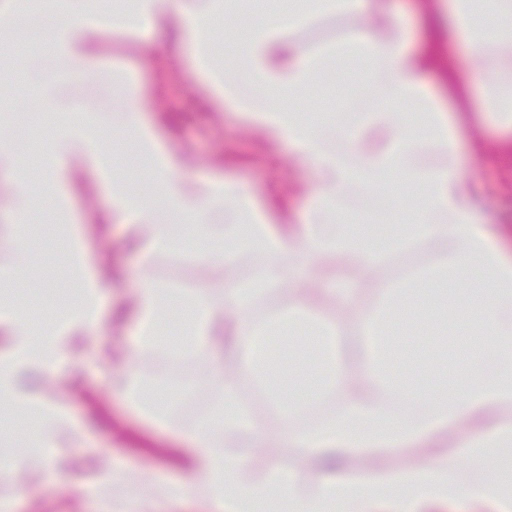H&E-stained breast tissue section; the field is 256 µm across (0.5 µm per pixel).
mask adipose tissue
I'll list each match as a JSON object with an SVG mask.
<instances>
[{
	"label": "adipose tissue",
	"instance_id": "obj_1",
	"mask_svg": "<svg viewBox=\"0 0 512 512\" xmlns=\"http://www.w3.org/2000/svg\"><path fill=\"white\" fill-rule=\"evenodd\" d=\"M19 0L0 5V27L13 33L30 19L45 16V53L33 60L28 84L47 121L49 142L40 149L45 187L68 224L56 243L71 262L80 286L78 300L54 325L36 328L28 311L0 299V327L9 336L0 350V399L8 401L27 424L23 453L0 456V471L26 465L22 484L33 493L50 477L64 437L89 443L90 435L67 407L46 401L25 384L26 376L64 362L79 338L106 326V287L91 249L81 234L75 208L73 174L88 171L112 197V211L124 217L145 244L143 263L158 254L194 252L214 268L234 261L251 248L264 258L251 279L227 289L234 312L237 367L276 409L280 425L258 431L251 412L238 398L224 372V396L214 411L188 430H178L193 453L186 479L157 487L146 481L132 486L125 512H148L157 492L170 500L186 497L196 486L210 492V512H373L387 502L392 512H416L423 503L444 502L458 495L474 501L497 498L512 489V456L494 449L512 446V254L492 243L481 227L471 195V181L456 164L423 170L414 157L438 146L456 156L462 135L472 124L474 108L492 115L506 135L503 152L512 154V0H434L422 20L423 44L410 48V37L389 0H265L254 21L238 33L224 64H216L208 38L224 23L228 0H131L130 7L108 6L107 0ZM349 15L354 26L345 37L316 51L293 35L316 18ZM164 30L172 44L187 47L191 67L207 101L232 104L272 138L292 147L295 166L308 168L312 208L297 216V229L275 230L268 207L252 190L219 175L193 176L191 160L165 141L139 108L140 87L130 78L116 81L126 109L106 117L86 112L71 99L69 78L85 75L102 36L121 31L137 37L138 51L148 47V33ZM465 43L480 59L476 74L462 73L448 49L449 40ZM355 59L379 107L373 112L300 113L294 106L326 62ZM129 138L130 149L149 168L155 182L139 191L116 178L112 159L101 148L105 128ZM345 139L349 153L336 151ZM0 173L6 176L10 228L0 235V283L23 281L34 247L28 234L37 193L15 137L0 132ZM357 187L375 203L376 212L391 213L395 200L411 196L415 213L401 232L381 237L351 230L342 218L343 194ZM433 244L435 263L417 267L402 278L379 283L376 309L362 320L364 387L352 389L335 319L307 295L280 306L264 322L247 315L256 301L287 279L280 258L288 249L326 262L356 256L358 265L340 288L327 289L330 302L354 303L356 285L394 253ZM182 299L191 310L189 343L179 351L162 347L158 314ZM135 344L143 353L198 357L224 342V313L203 289L182 296L165 285L146 281L132 306ZM455 321L465 347L456 366L448 364V345L434 339H411L410 324ZM303 345L313 356L311 377L303 390L281 374ZM499 367L486 374L488 358ZM127 403L145 422L172 427L167 408L151 396L148 382L132 366L118 380ZM352 389L347 406L297 433L288 425L303 410L338 389ZM419 406L408 419L391 411L388 398ZM463 417L490 421L486 434L470 442L475 463L493 458L496 477L466 480L460 468L441 457L402 472L379 469L308 481L296 472L273 467L254 475L244 458L226 448L227 436L251 438L269 445L292 439L310 458L326 453L357 454L368 448H402L412 442L451 432Z\"/></svg>",
	"mask_w": 512,
	"mask_h": 512
}]
</instances>
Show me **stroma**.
Listing matches in <instances>:
<instances>
[{
  "label": "stroma",
  "instance_id": "obj_1",
  "mask_svg": "<svg viewBox=\"0 0 512 512\" xmlns=\"http://www.w3.org/2000/svg\"><path fill=\"white\" fill-rule=\"evenodd\" d=\"M151 41L154 53L142 57L123 34L105 37L90 73L71 83L72 96L92 112L109 115L122 111V101L112 92V76L131 72L153 107L178 114L177 126L164 130L163 135L176 151L192 158L195 176L222 171L225 178L246 184L261 203L279 211L283 222L289 214L307 210L312 200L305 187L311 174L292 164L288 142L262 137L232 106L219 110L203 106L202 90L192 69L171 73L165 85H158L157 71L164 59L174 54L175 47L161 31L155 32ZM351 71L350 63L337 65L329 72L334 85L303 91L299 99L301 111L319 112L325 103L342 101L344 83ZM25 73L13 55L0 57V115L34 111L35 101ZM484 130L478 149L461 141L457 163L478 186L476 207L488 231L500 246L512 252V158L497 154L500 132L495 123L487 122ZM77 207L89 219L87 240L96 253L102 275L109 280L107 299L111 302L134 295L146 275L181 292L207 289L213 304L220 307L225 303V289L252 277L261 262L260 257L245 253L223 275L210 276L195 258L164 256L157 258L144 275L140 272L143 246L132 243L124 221L116 218L100 225L95 220L98 212L111 208L108 190L89 179H79ZM31 229L35 246L44 255L33 262L22 283L13 286L12 294L23 304L30 303L36 294L43 298L42 312L33 317L35 323L41 324L74 301L77 279L69 263L57 257L52 248L55 238L64 234L65 225L55 214L51 196H43L38 202ZM122 352L169 401L173 425L178 429L193 427L220 399V386L205 381L212 364H234V350L230 347L207 358L177 362L139 353L131 319L108 321L104 335L85 337L55 374H35L27 380L30 387L50 400L68 403L73 416L90 425L96 452L91 455L79 447L68 448L66 461L57 468L53 481L27 502L21 500L20 487L14 479L0 477V499L14 500L15 512H97V498L89 488L102 455L111 457L124 475L123 480L103 489L116 507L124 504L130 486L140 480L166 483L183 477L186 444L175 442L169 432L140 421L114 383V356ZM244 455L253 468L276 465L304 472L316 468L314 462L304 459L301 449L286 441L274 446L255 442L245 448Z\"/></svg>",
  "mask_w": 512,
  "mask_h": 512
}]
</instances>
